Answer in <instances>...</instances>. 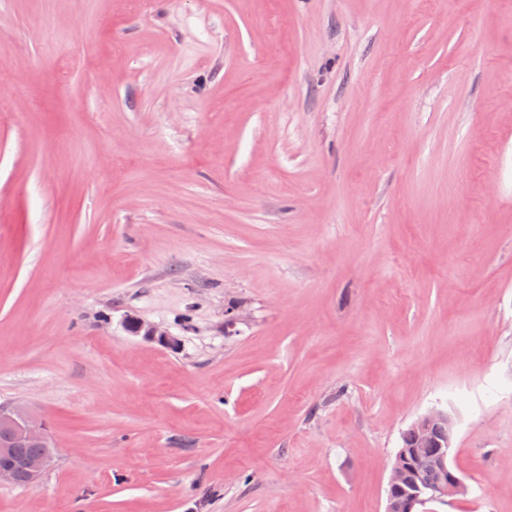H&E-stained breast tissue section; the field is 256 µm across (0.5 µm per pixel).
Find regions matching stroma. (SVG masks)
I'll use <instances>...</instances> for the list:
<instances>
[{
    "label": "stroma",
    "instance_id": "stroma-1",
    "mask_svg": "<svg viewBox=\"0 0 512 512\" xmlns=\"http://www.w3.org/2000/svg\"><path fill=\"white\" fill-rule=\"evenodd\" d=\"M0 403V512H385L433 409L512 512V0H0ZM124 328L133 336L141 337L165 348L174 349L179 346L180 339L177 336L137 316H126ZM0 431L9 432L18 445L8 435L0 432V483L15 485L19 471H24L29 486H36L52 460L53 453L44 452V448H54L43 419L25 406L0 404ZM29 443L40 444L43 448ZM10 448L22 455L42 454L17 458Z\"/></svg>",
    "mask_w": 512,
    "mask_h": 512
}]
</instances>
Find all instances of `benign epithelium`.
<instances>
[{
    "instance_id": "7a95c632",
    "label": "benign epithelium",
    "mask_w": 512,
    "mask_h": 512,
    "mask_svg": "<svg viewBox=\"0 0 512 512\" xmlns=\"http://www.w3.org/2000/svg\"><path fill=\"white\" fill-rule=\"evenodd\" d=\"M124 328L133 336L165 348L174 349L179 346L180 339L177 336L137 316L126 317ZM441 425L452 426L448 415L441 410H431L412 424L414 440L399 450L387 487L396 485L405 470L416 469V449L430 447L434 431ZM0 431L9 432L18 446L37 443L46 448V452L38 456L24 458L13 456L8 448H0V483L16 484L18 473L23 471L28 477L29 485L36 486L52 460V453L48 452L52 443L43 419L25 406L0 404ZM466 491L467 487L458 472L447 466L441 483L425 487L414 484L401 506L387 501L386 512H417V507L429 500H443L449 496L463 495Z\"/></svg>"
}]
</instances>
